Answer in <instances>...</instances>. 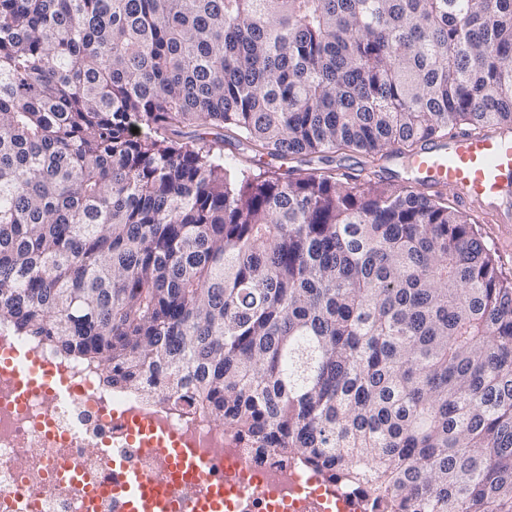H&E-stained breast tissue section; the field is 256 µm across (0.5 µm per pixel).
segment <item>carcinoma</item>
Segmentation results:
<instances>
[{
	"mask_svg": "<svg viewBox=\"0 0 512 512\" xmlns=\"http://www.w3.org/2000/svg\"><path fill=\"white\" fill-rule=\"evenodd\" d=\"M180 126L374 170L229 169ZM492 128L512 0H0V325L372 512H512V278L376 170ZM333 156V162L330 165L339 172L360 175V177H365L370 172L366 163L367 158L360 151H340Z\"/></svg>",
	"mask_w": 512,
	"mask_h": 512,
	"instance_id": "1",
	"label": "carcinoma"
}]
</instances>
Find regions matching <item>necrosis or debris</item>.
Instances as JSON below:
<instances>
[{
    "label": "necrosis or debris",
    "instance_id": "necrosis-or-debris-1",
    "mask_svg": "<svg viewBox=\"0 0 512 512\" xmlns=\"http://www.w3.org/2000/svg\"><path fill=\"white\" fill-rule=\"evenodd\" d=\"M1 343L52 367L75 393L60 402L40 388L21 392L0 370V512H121L108 455H119L131 475L160 478L157 446L172 437L194 449L225 488L244 489L231 512H321L298 506L293 491L309 471L275 451H257L235 426H216L186 401L147 402L105 387L99 369L10 327L0 326Z\"/></svg>",
    "mask_w": 512,
    "mask_h": 512
}]
</instances>
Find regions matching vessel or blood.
I'll return each instance as SVG.
<instances>
[{
  "mask_svg": "<svg viewBox=\"0 0 512 512\" xmlns=\"http://www.w3.org/2000/svg\"><path fill=\"white\" fill-rule=\"evenodd\" d=\"M413 168L424 184L459 193L463 206L472 212L498 220L512 213L504 204L512 197V139L505 134H463L444 144H430L415 158ZM14 379L21 387L55 383L53 373L36 362L15 371ZM163 453L169 474L204 483L190 505L191 512H224L223 479L203 478L194 451L172 445ZM114 490L124 496V512H169L171 508L169 499L158 494L152 478L122 480Z\"/></svg>",
  "mask_w": 512,
  "mask_h": 512,
  "instance_id": "obj_1",
  "label": "vessel or blood"
}]
</instances>
